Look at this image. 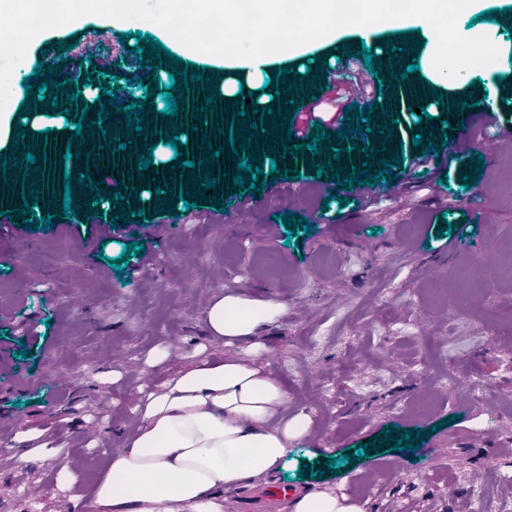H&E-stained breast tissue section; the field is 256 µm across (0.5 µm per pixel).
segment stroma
Here are the masks:
<instances>
[{"instance_id":"stroma-1","label":"stroma","mask_w":512,"mask_h":512,"mask_svg":"<svg viewBox=\"0 0 512 512\" xmlns=\"http://www.w3.org/2000/svg\"><path fill=\"white\" fill-rule=\"evenodd\" d=\"M166 0H148L125 22L102 8L79 24L41 25L28 54L63 61L68 78L91 59L99 71L120 64L143 77L122 33L157 34ZM102 32L96 54L86 46L52 49L57 40ZM496 128L447 125L449 144L469 141L483 156L476 184L469 154L445 170L403 164L394 183L366 187L367 203L304 163L298 179L274 180L244 194L242 209L213 208L209 196L233 199L217 185L197 192V208L175 215L146 211L133 225L149 262L130 258L124 277L109 262L128 242H103L99 217L72 215L55 232L24 228L0 236V512H84L108 462L137 421L145 393L198 360L248 359L283 382L289 414L310 418L290 443L277 482L303 491L328 489L368 512H512V331L493 315L512 314V144ZM293 212L313 226L286 245L279 216ZM456 231L435 237L439 217ZM27 245L14 249V238ZM228 293L281 302L283 308L246 342L213 340L207 311ZM40 330L47 345L22 343ZM26 349L30 358L18 357ZM72 381L56 392L58 378ZM482 385L467 402L468 384ZM430 430L414 454L384 451L395 472L375 474L374 458L352 464L341 453L384 426ZM495 454V471L479 464ZM340 459L338 474L299 479L300 464ZM75 480L62 485L59 465Z\"/></svg>"}]
</instances>
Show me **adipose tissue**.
Here are the masks:
<instances>
[{
    "label": "adipose tissue",
    "instance_id": "adipose-tissue-1",
    "mask_svg": "<svg viewBox=\"0 0 512 512\" xmlns=\"http://www.w3.org/2000/svg\"><path fill=\"white\" fill-rule=\"evenodd\" d=\"M435 0H415L414 8L391 18L392 24L417 27L422 36L418 51L423 83L444 88L455 76L441 51L447 41L470 45L486 42L484 29L433 27ZM190 10L172 8L164 21V34L183 61L220 70L219 90L234 99L240 89L252 90L251 102L268 103L257 91L256 77L272 76L274 68L299 57L300 36L289 29L296 10L317 25L316 33L335 32V0H256L264 24L286 34L284 51L267 55L259 38H228L218 54L199 45L191 30V15L232 12L234 0H190ZM25 95L11 72L0 69V150L14 142V123ZM280 305L274 300H250L228 294L207 313L212 337L225 343L250 339L275 318ZM284 385L260 367L235 359L199 361L171 377L161 391L139 403V424L117 452L93 490L95 512H224V487L268 478L279 470L290 440L309 429V418L299 413L289 420Z\"/></svg>",
    "mask_w": 512,
    "mask_h": 512
}]
</instances>
